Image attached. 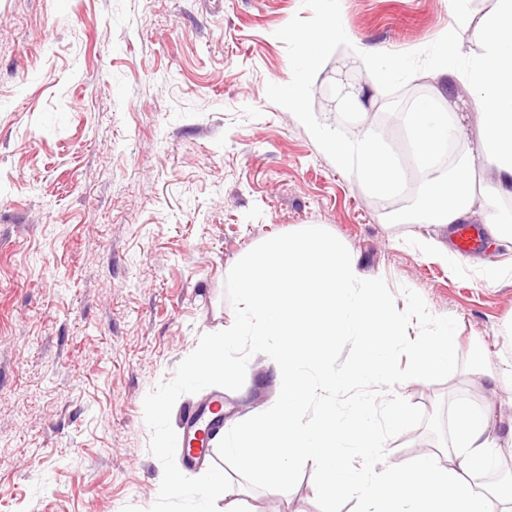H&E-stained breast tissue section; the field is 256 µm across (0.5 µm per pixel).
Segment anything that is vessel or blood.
Returning a JSON list of instances; mask_svg holds the SVG:
<instances>
[{
	"instance_id": "vessel-or-blood-1",
	"label": "vessel or blood",
	"mask_w": 512,
	"mask_h": 512,
	"mask_svg": "<svg viewBox=\"0 0 512 512\" xmlns=\"http://www.w3.org/2000/svg\"><path fill=\"white\" fill-rule=\"evenodd\" d=\"M483 239V231L478 226L459 224L455 227V247L460 254L478 250L483 244ZM223 419L224 397L219 393L202 403L185 408L182 413L181 442L185 450L186 466L195 467L211 458Z\"/></svg>"
}]
</instances>
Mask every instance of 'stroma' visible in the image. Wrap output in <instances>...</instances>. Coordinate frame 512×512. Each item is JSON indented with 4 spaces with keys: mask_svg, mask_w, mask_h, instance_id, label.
Masks as SVG:
<instances>
[{
    "mask_svg": "<svg viewBox=\"0 0 512 512\" xmlns=\"http://www.w3.org/2000/svg\"><path fill=\"white\" fill-rule=\"evenodd\" d=\"M351 42L409 52L436 41L449 0H341ZM302 0H0V512H193L222 469L235 512H327L311 465L277 489L216 446L188 470L184 408L224 396L229 424L263 413L276 373L246 338L233 375L192 381L206 344L239 321L235 271L270 239L315 233L353 253L364 277L456 319L459 357L481 347L488 375L381 390L425 412L463 395L512 421L492 377L512 371V250L487 236L456 269L425 251L430 223L395 224L331 159L268 84L292 77L276 36ZM399 157L408 145L387 97L337 50L313 84L333 127L338 90ZM441 450L427 430L386 445L395 465ZM179 477L182 495L162 485Z\"/></svg>",
    "mask_w": 512,
    "mask_h": 512,
    "instance_id": "stroma-1",
    "label": "stroma"
}]
</instances>
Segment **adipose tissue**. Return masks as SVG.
<instances>
[{"mask_svg":"<svg viewBox=\"0 0 512 512\" xmlns=\"http://www.w3.org/2000/svg\"><path fill=\"white\" fill-rule=\"evenodd\" d=\"M494 2L486 12L478 0H451L452 21L440 36L433 73L442 83L476 90L478 135L495 180L475 187L466 169L446 182L434 178L437 158L466 127L457 113L437 112L430 100H418L407 114L410 156L430 178L422 210L395 212L393 220L405 224L418 216L444 227L463 223L478 206L492 212L495 238L510 245L512 211L496 205L500 197L512 196V0ZM473 24L480 31L479 49L462 62L456 56L458 31ZM377 287L362 278L352 253L319 237L270 240L241 264V322L191 364L189 375L202 379L230 371L226 352L244 336L274 364L278 397L264 413L225 432V454L244 459L270 484L278 482L284 460L308 462L316 489L329 502L360 488L361 512H500L499 492L472 484L474 474L497 465L500 439L512 442V426L498 435L489 411L457 410L459 443L447 460L426 456L384 472L373 467L381 443L370 407L342 418L327 406L315 420L304 421L315 386L333 392L399 374L395 346L405 325L387 309ZM342 337L354 340L360 351L346 375L328 369L327 355ZM350 448L358 450L360 467L348 463Z\"/></svg>","mask_w":512,"mask_h":512,"instance_id":"ef3b65f1","label":"adipose tissue"}]
</instances>
